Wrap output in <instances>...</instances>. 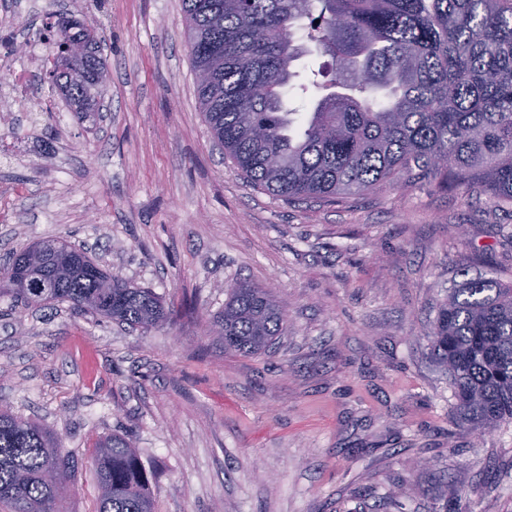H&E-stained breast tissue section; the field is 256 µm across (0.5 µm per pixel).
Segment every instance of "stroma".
<instances>
[{"mask_svg": "<svg viewBox=\"0 0 512 512\" xmlns=\"http://www.w3.org/2000/svg\"><path fill=\"white\" fill-rule=\"evenodd\" d=\"M44 41V0H0ZM95 27L107 116L79 120L47 71L45 112H0V264L64 238L152 289L142 332L67 302L0 297V409L57 433L94 512L88 448L121 434L154 473L155 512H512V423L456 426L429 360L456 269L512 271V208L429 180L328 202L253 186L204 119L181 0H56ZM271 287L287 329L261 355L208 332L230 285Z\"/></svg>", "mask_w": 512, "mask_h": 512, "instance_id": "stroma-1", "label": "stroma"}]
</instances>
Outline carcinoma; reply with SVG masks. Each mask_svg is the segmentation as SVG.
Segmentation results:
<instances>
[{
	"label": "carcinoma",
	"instance_id": "obj_1",
	"mask_svg": "<svg viewBox=\"0 0 512 512\" xmlns=\"http://www.w3.org/2000/svg\"><path fill=\"white\" fill-rule=\"evenodd\" d=\"M201 110L247 180L294 200L364 194L428 178L512 203V0H181ZM54 85L72 111H99L106 59L94 28L55 23ZM331 67L296 83L295 63ZM297 89L309 107H286ZM65 273L31 289L0 288L25 307L69 302L147 330L169 319L148 288L66 247ZM272 292L240 282L211 324L224 350L255 355L283 335ZM429 355L449 376L454 419L512 423V280L467 278L435 305ZM94 512H155L153 478L124 435L98 436L90 456ZM74 476L45 426L0 411V512H59Z\"/></svg>",
	"mask_w": 512,
	"mask_h": 512
}]
</instances>
